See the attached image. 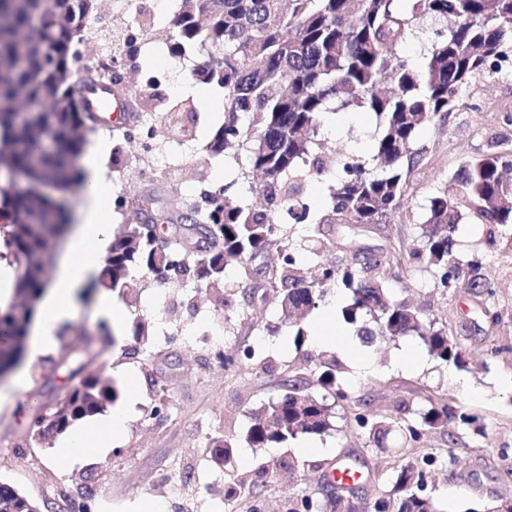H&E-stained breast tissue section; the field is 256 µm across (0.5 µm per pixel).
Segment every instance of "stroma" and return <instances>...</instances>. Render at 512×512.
I'll return each mask as SVG.
<instances>
[{"label": "stroma", "mask_w": 512, "mask_h": 512, "mask_svg": "<svg viewBox=\"0 0 512 512\" xmlns=\"http://www.w3.org/2000/svg\"><path fill=\"white\" fill-rule=\"evenodd\" d=\"M140 2L151 24L139 29L133 45L124 43L129 17L117 6L95 28L93 44L108 46L126 59L123 82L114 92L125 101L127 117L166 112L171 101L179 99L196 111L195 136L179 142L173 129L160 124L150 148L122 142L111 149L104 165L112 175L113 225L125 223L145 199L154 210L174 218L194 204L202 190L223 187L237 199L247 195L251 184L243 175L245 153L214 161L206 151L224 115L221 90L194 83L190 67L195 56H188L184 68L170 62L165 50L170 21H154L155 0ZM462 101L445 122L420 131L418 143L425 152L409 174L404 206L385 223L336 224L332 234L375 251L408 252L423 233L430 199L452 186L463 158L512 148V126L502 121L504 113H512V67L464 91ZM321 135L337 151L356 154L368 163L376 143V118L343 110L326 121ZM171 149L176 150L177 161L168 167L157 165L155 154ZM487 231L481 220L466 217L455 233V250L462 260L481 261L493 295L478 296L462 287L452 293L440 291L422 266H395L383 281L391 298L411 300L457 336L468 361L463 368L423 355V344L415 336L380 338L354 353L333 341L318 343L315 334L325 316H332L336 328L346 326L339 311L346 300L342 289L328 293L307 317L304 326L310 339L303 351H296L287 341L288 326L275 296L258 288L236 265L229 266L228 275L237 292L223 308L214 306L207 289L194 291L151 275L137 277L132 297L122 304L125 332L117 344L98 327L97 297L79 301L54 346L24 358V387L0 399V482L42 504V512H61L60 491L74 490L85 479L95 496L89 501L76 498L71 512H143L147 505L160 512H227L231 507L236 512H288L291 500L301 492L327 500L331 488L324 475L341 458L361 465L366 477L359 494L374 498L387 490L394 469L404 461L402 438L395 430L384 448L364 444L351 432L346 404L332 403L333 427L325 434L301 436L272 448H252L244 440L252 410L281 394L282 379L305 355L325 350L341 363L338 383L352 397L365 399L368 411L383 413L405 404L417 412L430 400L443 398L479 416L481 430L453 426L433 432L423 444L424 451L456 460L453 471L434 474V494L447 512H482L499 499H512V391L500 388L503 379L512 377V248H489ZM160 294L166 297L162 306L155 303ZM487 308L500 313L498 326L485 322ZM142 317L154 324L155 336L149 352L133 356L130 328ZM216 321L223 322L225 330L219 349L209 338ZM87 338L94 340L99 352L92 371L114 379L120 389L116 405L128 410L127 432L112 448L74 461L57 455V441L43 447L30 443L29 432L40 407L63 397L79 381L68 352ZM492 339L505 344V351L491 354ZM409 347L421 351L419 366L400 363L401 352ZM249 349L267 360V369L225 367V355ZM360 353L370 362V370L357 369ZM156 381L169 386L173 398L171 407L155 416L151 409ZM224 437L235 448L228 461L217 465L210 442ZM287 456L298 460L299 470L265 483L261 465ZM237 478L257 484L258 494L231 506L224 491Z\"/></svg>", "instance_id": "1"}]
</instances>
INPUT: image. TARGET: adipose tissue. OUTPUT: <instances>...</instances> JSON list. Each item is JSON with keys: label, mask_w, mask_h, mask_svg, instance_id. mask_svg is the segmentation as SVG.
<instances>
[{"label": "adipose tissue", "mask_w": 512, "mask_h": 512, "mask_svg": "<svg viewBox=\"0 0 512 512\" xmlns=\"http://www.w3.org/2000/svg\"><path fill=\"white\" fill-rule=\"evenodd\" d=\"M110 149V144L99 142L83 157V166L89 173L85 203L67 234L56 275L42 296L38 316L30 329L32 355H39L54 344L60 326L73 314L77 291L101 268L102 255L110 242L106 216L110 211L113 183L100 160ZM125 427V412L112 411L74 429L60 442L59 455L77 460L92 451L111 447Z\"/></svg>", "instance_id": "1"}]
</instances>
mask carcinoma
I'll use <instances>...</instances> for the list:
<instances>
[{
    "label": "carcinoma",
    "instance_id": "cac0c4a2",
    "mask_svg": "<svg viewBox=\"0 0 512 512\" xmlns=\"http://www.w3.org/2000/svg\"><path fill=\"white\" fill-rule=\"evenodd\" d=\"M98 0H0V257L17 264L14 285L18 302L0 306V373L19 363L36 305L47 285L46 263L51 241L65 236V202L47 196L45 181L68 191L83 183L76 157L88 135L102 125L89 101L112 86L89 77L73 81L74 47L89 39ZM430 17L444 22L428 42L421 63L400 47L413 35L414 22ZM173 55L196 51L197 82L224 93V119L212 134L209 156L215 161L232 152H247L248 168L261 176L241 200L220 188L202 207L183 212L178 221L195 239L193 248L171 246L160 226L171 218L145 203L125 224L113 230L104 276L93 287L124 296L138 272L167 276L173 272L193 286L204 284L227 305L233 289L228 261L278 294L288 337L300 349L308 339L301 318L335 288L350 292L341 314L348 323L362 322L357 338L371 344L378 337H419L427 354L442 363L464 362L460 343L443 328L426 321L409 301L386 295L366 273L385 275L391 256L351 239L322 237L325 224H382L403 206L408 173L422 158L416 147L422 127L446 119L461 102V91L503 69L512 58V0H180L169 33ZM182 102L172 103L167 121L182 137ZM355 108L374 115L379 136L375 168L367 170L355 154L336 155V185L325 208L311 203L306 185L327 172L334 150L319 138L329 115ZM153 117L135 128L108 127L112 136L133 142ZM52 145L43 146L46 133ZM512 152H490L462 161L454 176L456 191L443 190L430 200L426 230L409 252L415 264L432 269L434 286L444 292L460 286L475 294H492L481 263L463 261L454 250L453 234L462 209L492 226L488 245L497 237L512 240ZM23 177L26 187L13 184ZM318 240V251L306 255L281 223L283 213ZM364 258L360 266L340 268L323 259L336 249ZM336 359L308 357L307 364L284 380L285 394L252 414L245 441L253 447L284 444L302 435H321L332 428L330 406L308 392V376L320 381L336 400L348 403L353 433L380 446L398 429L400 453L407 461L393 472L390 488L372 501L353 499L336 487L323 502L301 493L289 512H445L432 494L439 460L418 454L428 433L452 422L470 427L477 417L465 407L440 399L417 419L393 412L368 413L336 382ZM118 399L115 382L95 374L83 377L61 400L48 406L59 414L55 425L35 431L44 441L74 422L93 416ZM213 462L221 464L234 444L212 440ZM294 469V461L272 460L263 475L277 479ZM29 512L41 507L14 487L0 484V512Z\"/></svg>",
    "mask_w": 512,
    "mask_h": 512
}]
</instances>
